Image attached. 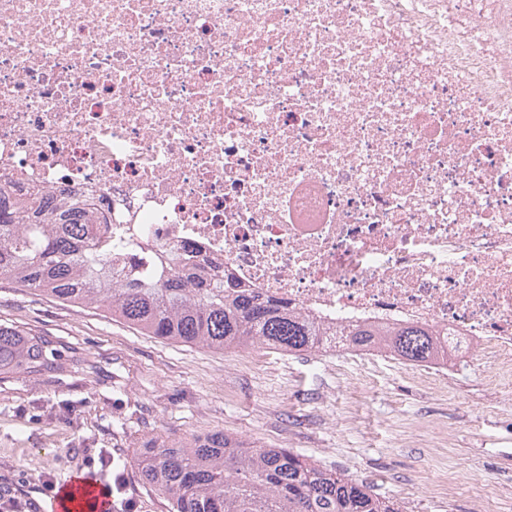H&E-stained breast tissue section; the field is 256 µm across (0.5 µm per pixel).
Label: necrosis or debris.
Here are the masks:
<instances>
[{
	"label": "necrosis or debris",
	"instance_id": "1",
	"mask_svg": "<svg viewBox=\"0 0 512 512\" xmlns=\"http://www.w3.org/2000/svg\"><path fill=\"white\" fill-rule=\"evenodd\" d=\"M0 187L512 389V0H0ZM355 347L367 348L375 344L374 336H386L384 345L404 361L424 363L436 355L437 344L432 331L417 326H404L387 332H380L365 326L348 328Z\"/></svg>",
	"mask_w": 512,
	"mask_h": 512
}]
</instances>
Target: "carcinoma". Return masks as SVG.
<instances>
[{"instance_id": "carcinoma-1", "label": "carcinoma", "mask_w": 512, "mask_h": 512, "mask_svg": "<svg viewBox=\"0 0 512 512\" xmlns=\"http://www.w3.org/2000/svg\"><path fill=\"white\" fill-rule=\"evenodd\" d=\"M106 212L92 197L55 202L0 191V278L58 302L99 309L144 336L222 352L249 348L312 351L320 331L288 305L260 299L238 284L212 282L184 264L155 275L112 240ZM367 348L375 337L404 361L436 355L433 332L404 326L382 333L347 329ZM41 335L0 324V372L52 368ZM134 465L171 512H399L361 481L320 468L287 448H260L224 432L187 446L154 437Z\"/></svg>"}]
</instances>
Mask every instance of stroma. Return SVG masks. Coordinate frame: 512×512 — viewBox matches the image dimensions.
<instances>
[{"label":"stroma","instance_id":"35a3bbf8","mask_svg":"<svg viewBox=\"0 0 512 512\" xmlns=\"http://www.w3.org/2000/svg\"><path fill=\"white\" fill-rule=\"evenodd\" d=\"M0 320L45 336L57 363L50 375H0V495H37L46 474L120 476L134 512H169L132 463L142 440L221 431L352 479L374 474L382 497L407 484L408 512H512V403L490 400L481 377L454 374L449 399L385 362L339 366L322 385L305 353L167 342L5 279ZM102 453L124 466L86 464Z\"/></svg>","mask_w":512,"mask_h":512}]
</instances>
